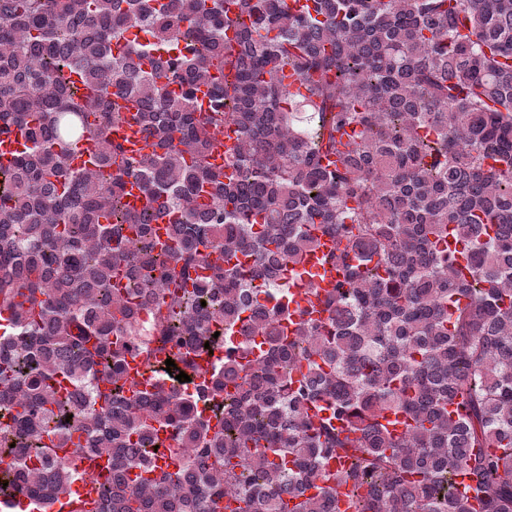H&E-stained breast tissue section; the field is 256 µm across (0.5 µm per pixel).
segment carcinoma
Returning a JSON list of instances; mask_svg holds the SVG:
<instances>
[{
	"label": "carcinoma",
	"instance_id": "cac0c4a2",
	"mask_svg": "<svg viewBox=\"0 0 512 512\" xmlns=\"http://www.w3.org/2000/svg\"><path fill=\"white\" fill-rule=\"evenodd\" d=\"M224 2L0 0V506L104 461L70 512H512V0ZM318 231L342 280L290 335L288 285L237 283L301 278ZM216 332L223 369L167 385ZM111 137L115 141H127L126 145L136 155L148 153L152 149V139L139 126L124 120L112 126Z\"/></svg>",
	"mask_w": 512,
	"mask_h": 512
}]
</instances>
